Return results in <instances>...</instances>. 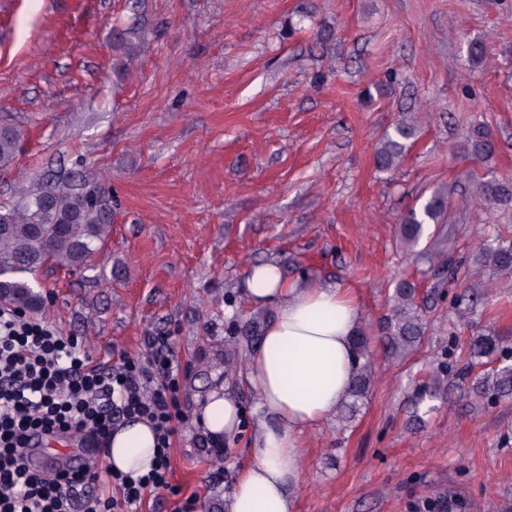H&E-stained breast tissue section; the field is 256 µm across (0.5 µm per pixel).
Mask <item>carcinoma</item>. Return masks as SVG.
Masks as SVG:
<instances>
[{
  "label": "carcinoma",
  "instance_id": "carcinoma-1",
  "mask_svg": "<svg viewBox=\"0 0 512 512\" xmlns=\"http://www.w3.org/2000/svg\"><path fill=\"white\" fill-rule=\"evenodd\" d=\"M416 136L414 125L401 121L386 135L375 152V163L390 170L403 159L406 144ZM18 133L12 127H0V168L12 165ZM472 155L483 158L492 154L493 145L476 127L469 137ZM475 201L512 211V178H480L476 183ZM448 192H433L419 207L408 209L401 218L399 236L407 248L419 244L425 225L445 224L448 220ZM112 224V197L97 186L81 182L65 191L47 190L33 193L23 207L0 212V302L26 311L42 306V295L34 291L29 276L47 264L62 268L84 265L96 250ZM473 262L493 273L512 275V239L494 234L486 240ZM465 262L450 257L437 266L438 275L459 284L467 279ZM392 315L384 336V345L393 355L412 350L426 332L424 312L416 284L402 279L395 284ZM483 303L480 292L470 289L453 296L454 308L472 312ZM264 321L252 317L244 323L233 319L230 336H259ZM500 331H489L469 339L464 359L441 362L434 376L416 392L414 407L428 399L442 398L451 390L461 395L472 392L488 402L512 398V346ZM358 361L345 401L338 408L342 421L350 422L366 401L372 384V361L369 340L364 332L355 337Z\"/></svg>",
  "mask_w": 512,
  "mask_h": 512
}]
</instances>
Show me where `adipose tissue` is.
<instances>
[{
	"label": "adipose tissue",
	"instance_id": "obj_1",
	"mask_svg": "<svg viewBox=\"0 0 512 512\" xmlns=\"http://www.w3.org/2000/svg\"><path fill=\"white\" fill-rule=\"evenodd\" d=\"M241 292L251 307L271 317L249 357L257 457L237 474L224 512H292L288 489L300 476L301 436L344 400L356 367L354 338L362 314L343 282L291 281L272 262L252 266ZM241 416L234 392L214 391L198 423L217 439L235 432ZM154 454L151 427L135 421L113 433L108 462L137 477L148 472Z\"/></svg>",
	"mask_w": 512,
	"mask_h": 512
}]
</instances>
